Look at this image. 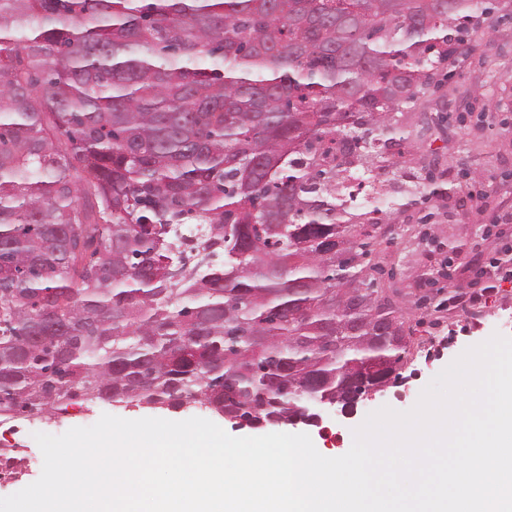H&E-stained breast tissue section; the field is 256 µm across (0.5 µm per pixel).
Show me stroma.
<instances>
[{
  "label": "stroma",
  "mask_w": 512,
  "mask_h": 512,
  "mask_svg": "<svg viewBox=\"0 0 512 512\" xmlns=\"http://www.w3.org/2000/svg\"><path fill=\"white\" fill-rule=\"evenodd\" d=\"M460 52L450 80L397 113L408 143L371 163L376 191L403 206L384 236L383 250L395 273V299L413 329L400 369L407 382L375 392L352 414L330 413L322 428L305 427L327 457L349 451L355 429L370 413L384 407L411 410L433 377L468 348L496 334L512 337V284L482 307L477 322L457 302L470 292L479 270L503 257L504 242H512V223L498 232L491 228L512 210V15L495 10L481 16ZM105 413L172 421L214 417L201 404L167 410L96 402L48 420L43 431L60 435L88 427ZM15 425L0 430V448L27 449L29 462L14 481L0 482V497L32 484L42 472L33 428L23 417Z\"/></svg>",
  "instance_id": "obj_1"
}]
</instances>
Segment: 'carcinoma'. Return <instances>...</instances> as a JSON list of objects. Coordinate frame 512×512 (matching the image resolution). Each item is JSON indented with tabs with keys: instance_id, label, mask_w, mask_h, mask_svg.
<instances>
[{
	"instance_id": "carcinoma-1",
	"label": "carcinoma",
	"mask_w": 512,
	"mask_h": 512,
	"mask_svg": "<svg viewBox=\"0 0 512 512\" xmlns=\"http://www.w3.org/2000/svg\"><path fill=\"white\" fill-rule=\"evenodd\" d=\"M494 9L0 0V415L201 402L286 425L307 384L345 405L383 386L407 348L369 260L387 213L336 197V140L403 145L392 113ZM192 220L223 260L173 283L157 227Z\"/></svg>"
}]
</instances>
